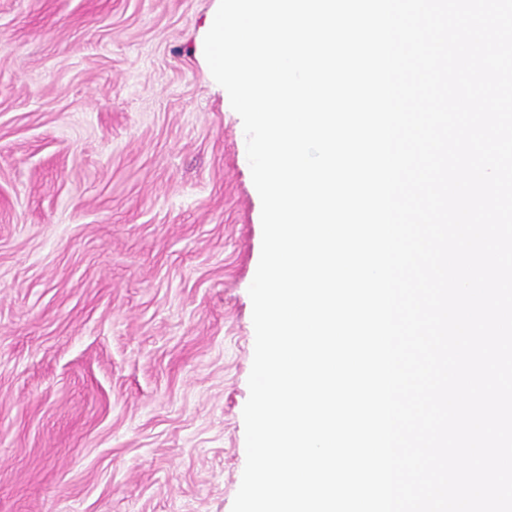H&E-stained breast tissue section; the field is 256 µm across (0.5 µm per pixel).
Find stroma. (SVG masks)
<instances>
[{"instance_id": "stroma-1", "label": "stroma", "mask_w": 512, "mask_h": 512, "mask_svg": "<svg viewBox=\"0 0 512 512\" xmlns=\"http://www.w3.org/2000/svg\"><path fill=\"white\" fill-rule=\"evenodd\" d=\"M219 0H0V512H231L261 200Z\"/></svg>"}]
</instances>
